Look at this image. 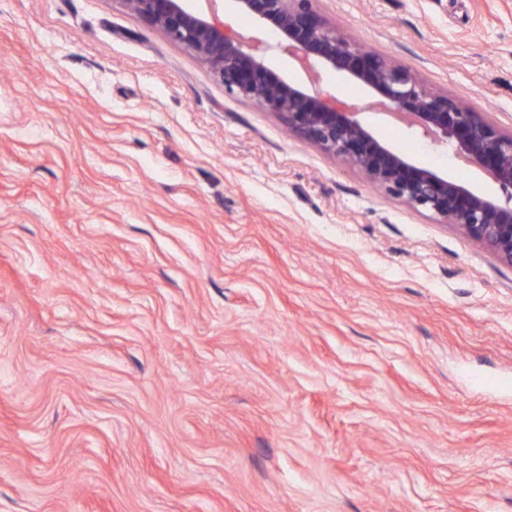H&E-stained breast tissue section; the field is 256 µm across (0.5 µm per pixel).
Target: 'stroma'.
Here are the masks:
<instances>
[{
	"mask_svg": "<svg viewBox=\"0 0 512 512\" xmlns=\"http://www.w3.org/2000/svg\"><path fill=\"white\" fill-rule=\"evenodd\" d=\"M317 9L512 128V0ZM0 512H512V267L119 0H0Z\"/></svg>",
	"mask_w": 512,
	"mask_h": 512,
	"instance_id": "35a3bbf8",
	"label": "stroma"
}]
</instances>
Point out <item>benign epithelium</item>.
<instances>
[{"mask_svg": "<svg viewBox=\"0 0 512 512\" xmlns=\"http://www.w3.org/2000/svg\"><path fill=\"white\" fill-rule=\"evenodd\" d=\"M194 53L225 90L258 105L326 154L357 168L384 195L458 226L471 240L512 267V130L429 86L419 73L364 51L329 24L317 0H228L235 16L269 26L272 40L224 23L190 0H119ZM295 58L312 84L288 81L271 69L270 57ZM337 71L371 90L356 101L339 100L320 85ZM373 109L399 117L418 138L443 147L484 170L499 194L485 196L460 176H448L394 148L359 116Z\"/></svg>", "mask_w": 512, "mask_h": 512, "instance_id": "benign-epithelium-1", "label": "benign epithelium"}]
</instances>
